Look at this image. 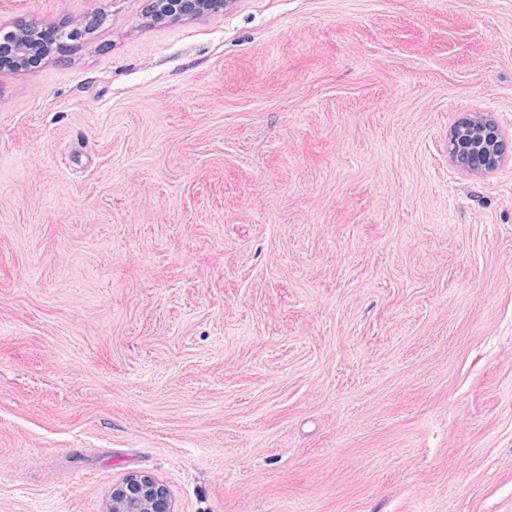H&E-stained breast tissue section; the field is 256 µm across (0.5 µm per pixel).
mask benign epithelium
Listing matches in <instances>:
<instances>
[{
    "mask_svg": "<svg viewBox=\"0 0 512 512\" xmlns=\"http://www.w3.org/2000/svg\"><path fill=\"white\" fill-rule=\"evenodd\" d=\"M227 0H151V16L156 20H175L215 12L224 8ZM94 21L85 29L63 26L56 39L79 41ZM34 27H18L6 32L14 68L26 70L35 63L36 38ZM448 156L459 169L468 173L486 174L494 171L504 157L503 134L498 123L485 112H473L461 118L448 137ZM105 512H174L168 488L154 476L132 472L113 486Z\"/></svg>",
    "mask_w": 512,
    "mask_h": 512,
    "instance_id": "obj_1",
    "label": "benign epithelium"
}]
</instances>
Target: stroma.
Here are the masks:
<instances>
[{
  "label": "stroma",
  "instance_id": "obj_1",
  "mask_svg": "<svg viewBox=\"0 0 512 512\" xmlns=\"http://www.w3.org/2000/svg\"><path fill=\"white\" fill-rule=\"evenodd\" d=\"M149 10L0 0V512H512V0ZM38 30L34 27H18L13 31L3 33L0 29L1 36H8V45L11 48V56L16 70H27L35 62V49L32 42L36 38ZM448 156L468 173L494 171L504 157L503 134L492 115L473 112L461 118L448 137ZM105 512H174L168 488L154 476L132 472L113 486Z\"/></svg>",
  "mask_w": 512,
  "mask_h": 512
}]
</instances>
